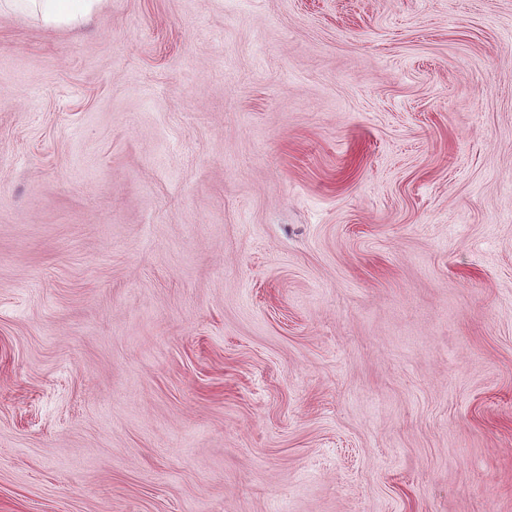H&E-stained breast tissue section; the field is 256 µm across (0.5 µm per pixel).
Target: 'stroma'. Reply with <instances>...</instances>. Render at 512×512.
Here are the masks:
<instances>
[{"instance_id": "stroma-1", "label": "stroma", "mask_w": 512, "mask_h": 512, "mask_svg": "<svg viewBox=\"0 0 512 512\" xmlns=\"http://www.w3.org/2000/svg\"><path fill=\"white\" fill-rule=\"evenodd\" d=\"M0 512H512V0L1 13Z\"/></svg>"}]
</instances>
